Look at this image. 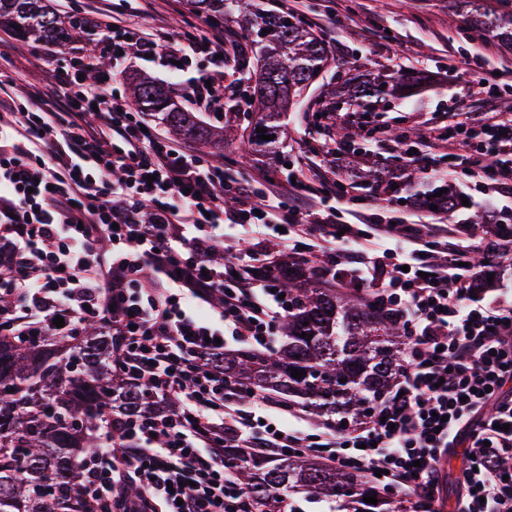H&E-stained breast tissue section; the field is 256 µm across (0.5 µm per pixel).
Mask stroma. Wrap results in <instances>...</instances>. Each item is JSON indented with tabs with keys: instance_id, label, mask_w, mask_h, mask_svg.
I'll return each mask as SVG.
<instances>
[{
	"instance_id": "35a3bbf8",
	"label": "stroma",
	"mask_w": 512,
	"mask_h": 512,
	"mask_svg": "<svg viewBox=\"0 0 512 512\" xmlns=\"http://www.w3.org/2000/svg\"><path fill=\"white\" fill-rule=\"evenodd\" d=\"M266 8L293 14L306 20L325 41L330 65L322 82H337L355 73L387 68L428 78L425 90L412 98L399 99L388 106L363 113L333 109L323 94L322 83L313 84L302 100L288 111L284 126L285 150L280 156L244 152L238 143L225 140L212 147L209 157L223 160L228 173L250 175L266 171L275 177L280 164L288 163L309 171L323 162L322 151L337 147L339 133L350 126L363 127L360 152L350 169L353 173L375 171L377 175L404 174L407 165L395 148L401 136H409L417 151L438 156L448 150L438 139V130L450 125L456 112L484 119L489 105L479 86V78L465 61L479 49H486L492 65L512 69V51L501 49L490 39L468 38L469 17L459 0H263ZM97 30L78 28L65 46L45 41L21 42L10 29L0 27V74L41 81L51 71L79 69L93 76L106 64L98 50ZM256 63L255 53L224 66V111L222 115L196 110V117L209 125L243 128L251 113L239 106L240 93L249 88V76ZM128 75L141 74L161 85L179 103H186V86L191 78L209 74L207 62L192 59L183 75L176 76L159 65L134 60ZM451 183L469 200L466 209L455 213L450 227L456 233L485 245L484 222L512 224V209L503 207L476 175L458 172Z\"/></svg>"
}]
</instances>
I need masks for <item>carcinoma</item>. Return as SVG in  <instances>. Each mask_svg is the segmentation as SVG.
<instances>
[{"label": "carcinoma", "instance_id": "obj_1", "mask_svg": "<svg viewBox=\"0 0 512 512\" xmlns=\"http://www.w3.org/2000/svg\"><path fill=\"white\" fill-rule=\"evenodd\" d=\"M470 27L512 50V11L488 9L485 0H462ZM189 9L214 20L236 22L258 49L253 96L257 118L243 129L244 150L280 154L288 108L328 66L323 39L297 17L262 10L256 0H186ZM23 39L64 45L76 26H66L51 0H0V27ZM416 81L379 71L362 81L345 79L325 92L336 103L370 112L381 93L404 97ZM132 102L157 117L167 131L203 147L224 140L227 130L197 122L152 80L130 79ZM274 136L259 138L256 129ZM418 194L423 208L453 216L462 205L452 188ZM272 275L288 291L293 307L284 321L285 343L268 357L224 354V382L241 391L273 390L292 399L313 419L350 427L395 382L402 363L403 329L358 297L319 287L302 261H289ZM306 337H300V334ZM103 327L87 322L66 334L31 325L0 324V512H79L86 490L80 456L100 445L103 420L176 419L182 406L162 401L145 385L127 379ZM303 372L291 376L293 369ZM224 462L243 480L262 512H295L294 497L336 502V512H393L391 502L359 475H346L307 453L276 457L243 448L224 449ZM377 503L364 502V496Z\"/></svg>", "mask_w": 512, "mask_h": 512}]
</instances>
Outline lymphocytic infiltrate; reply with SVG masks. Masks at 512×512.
Returning a JSON list of instances; mask_svg holds the SVG:
<instances>
[{
    "label": "lymphocytic infiltrate",
    "instance_id": "f902f5d3",
    "mask_svg": "<svg viewBox=\"0 0 512 512\" xmlns=\"http://www.w3.org/2000/svg\"><path fill=\"white\" fill-rule=\"evenodd\" d=\"M111 61L93 79L55 74L44 85L13 82L0 113V234L13 249L0 261V293L14 305L44 295L52 313L31 324L64 330L100 323L116 339L129 377L181 402V420L104 424L101 445L81 462L91 504L114 512H258L224 462L228 448L312 452L337 471L374 478L411 512H439L444 459L463 449L455 512H512V289L477 287L467 239L430 221L376 224L336 221L347 185L327 176H231L222 161L190 144L145 129L125 101L129 58L153 56L171 73L190 57L212 60L215 81L194 82L198 100L218 101L224 56L244 43L223 25L192 23L178 36L117 21L102 29ZM454 152L413 153L409 165L438 181L463 170L512 200V118L475 127L459 113L448 129ZM235 208H225L226 199ZM272 240L306 252L330 275L349 271L376 309L401 324L400 377L351 431L278 430L256 420L265 399L224 383L203 365L231 338L265 345L288 317L274 276L257 278L254 243ZM231 254L215 268L214 257ZM206 305L215 318L191 312ZM139 487L136 497L124 487Z\"/></svg>",
    "mask_w": 512,
    "mask_h": 512
}]
</instances>
